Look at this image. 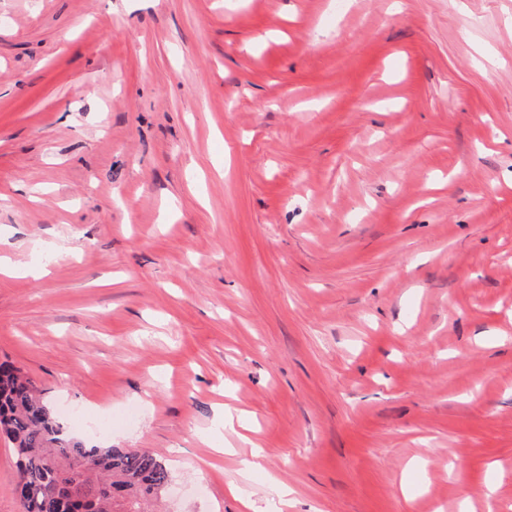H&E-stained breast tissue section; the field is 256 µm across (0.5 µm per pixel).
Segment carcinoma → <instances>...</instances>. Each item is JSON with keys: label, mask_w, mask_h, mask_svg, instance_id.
<instances>
[{"label": "carcinoma", "mask_w": 512, "mask_h": 512, "mask_svg": "<svg viewBox=\"0 0 512 512\" xmlns=\"http://www.w3.org/2000/svg\"><path fill=\"white\" fill-rule=\"evenodd\" d=\"M0 434L13 446L23 512H154L172 481L155 453L90 446L68 432L9 362L0 363Z\"/></svg>", "instance_id": "carcinoma-1"}]
</instances>
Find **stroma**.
<instances>
[{
	"mask_svg": "<svg viewBox=\"0 0 512 512\" xmlns=\"http://www.w3.org/2000/svg\"><path fill=\"white\" fill-rule=\"evenodd\" d=\"M0 259L165 512H512V0H0Z\"/></svg>",
	"mask_w": 512,
	"mask_h": 512,
	"instance_id": "obj_1",
	"label": "stroma"
}]
</instances>
